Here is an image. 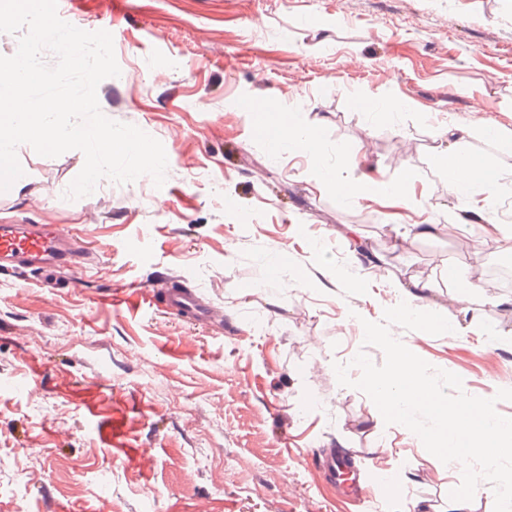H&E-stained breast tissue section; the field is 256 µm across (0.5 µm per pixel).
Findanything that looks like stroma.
<instances>
[{"label":"stroma","mask_w":512,"mask_h":512,"mask_svg":"<svg viewBox=\"0 0 512 512\" xmlns=\"http://www.w3.org/2000/svg\"><path fill=\"white\" fill-rule=\"evenodd\" d=\"M81 8L60 17L109 29L121 70L99 84L100 109L163 144L166 180L104 179L70 200L83 153L18 146L32 178L0 196V224H71L92 251L76 290L36 270L0 275V512H408L414 501L448 512L461 464L422 451L411 431H375L374 403L340 386L333 365L361 350L383 363L362 323L382 321L415 276L435 283L424 315L459 330L392 335L469 395L512 389V286L485 282L472 297L456 286L479 263L512 267V253L486 225L456 223L437 159L444 125L512 131V0ZM358 96L399 106L364 112ZM257 97L316 129L317 158L271 151L278 115L255 130L245 103ZM340 143L351 159L337 157ZM405 166L401 206L317 184L321 170L393 181ZM424 220L438 235L411 238ZM178 286L223 320L203 325L174 306ZM113 288L129 303L112 305ZM496 410L512 417V401ZM330 448L360 471L364 504L316 464Z\"/></svg>","instance_id":"obj_1"}]
</instances>
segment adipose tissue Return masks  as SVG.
Segmentation results:
<instances>
[{
    "label": "adipose tissue",
    "mask_w": 512,
    "mask_h": 512,
    "mask_svg": "<svg viewBox=\"0 0 512 512\" xmlns=\"http://www.w3.org/2000/svg\"><path fill=\"white\" fill-rule=\"evenodd\" d=\"M449 145L441 150L439 162L455 169L453 179L448 182V193L462 204L463 210L474 213L479 222H487L488 213L502 200V189L512 181V174L497 168L491 162L482 161L460 148V143L469 132L456 126L447 129ZM409 171H402L399 180L393 182L364 180L344 181L332 175H323V186L336 190L337 194L350 201L366 196L393 200L401 204L405 201L403 188L409 180Z\"/></svg>",
    "instance_id": "ef3b65f1"
}]
</instances>
